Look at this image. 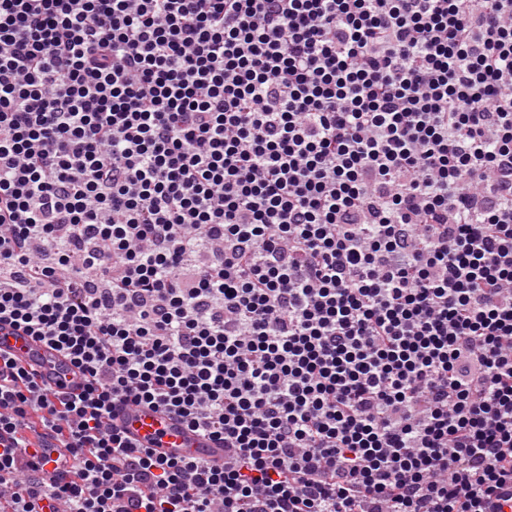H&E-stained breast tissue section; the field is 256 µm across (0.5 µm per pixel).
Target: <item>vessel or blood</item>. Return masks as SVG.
<instances>
[{"label": "vessel or blood", "instance_id": "obj_1", "mask_svg": "<svg viewBox=\"0 0 512 512\" xmlns=\"http://www.w3.org/2000/svg\"><path fill=\"white\" fill-rule=\"evenodd\" d=\"M0 351L35 368L50 386L61 384L72 392L82 387L83 379L68 359L7 323L0 325ZM115 419L127 436L156 449L161 455L200 457L217 462L224 459V451L216 443L190 431L182 421L162 411L124 406L118 409Z\"/></svg>", "mask_w": 512, "mask_h": 512}]
</instances>
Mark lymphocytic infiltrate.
I'll list each match as a JSON object with an SVG mask.
<instances>
[{
	"label": "lymphocytic infiltrate",
	"mask_w": 512,
	"mask_h": 512,
	"mask_svg": "<svg viewBox=\"0 0 512 512\" xmlns=\"http://www.w3.org/2000/svg\"><path fill=\"white\" fill-rule=\"evenodd\" d=\"M2 269L0 512H512V0H0ZM0 349L20 359L25 365L35 368L54 389L64 382L63 389L79 392L83 379L70 361L46 343L28 336L22 329L10 324L0 326ZM115 419L127 436L166 457L188 456L219 463L224 461L223 448L160 410L124 406L117 410Z\"/></svg>",
	"instance_id": "lymphocytic-infiltrate-1"
}]
</instances>
